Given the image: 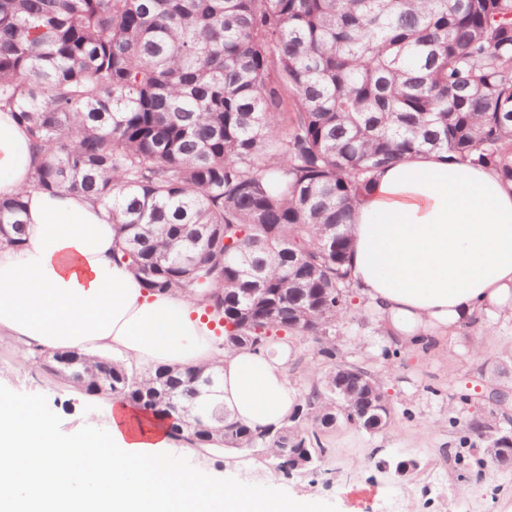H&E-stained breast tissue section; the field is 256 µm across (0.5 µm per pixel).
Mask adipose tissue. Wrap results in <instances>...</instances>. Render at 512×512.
<instances>
[{
	"mask_svg": "<svg viewBox=\"0 0 512 512\" xmlns=\"http://www.w3.org/2000/svg\"><path fill=\"white\" fill-rule=\"evenodd\" d=\"M23 125L0 111V197L25 193L26 245L0 248V338L48 351L119 352L138 369L218 372L216 403L276 428L298 398L287 349H222L195 302L144 290L113 263L112 218L79 194L34 188ZM350 264L383 335L410 349L471 319L512 320V185L430 153L385 168L360 200ZM311 512L309 504L190 475L166 427L113 402L104 430L62 440L0 394V512Z\"/></svg>",
	"mask_w": 512,
	"mask_h": 512,
	"instance_id": "ef3b65f1",
	"label": "adipose tissue"
}]
</instances>
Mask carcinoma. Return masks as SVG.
Listing matches in <instances>:
<instances>
[{
    "label": "carcinoma",
    "instance_id": "cac0c4a2",
    "mask_svg": "<svg viewBox=\"0 0 512 512\" xmlns=\"http://www.w3.org/2000/svg\"><path fill=\"white\" fill-rule=\"evenodd\" d=\"M26 126L33 184L112 214V259L197 302L222 348L304 336L323 369L283 426L198 402L217 372H142L22 347L88 395L167 420L175 441L313 470L339 419L369 433L388 396L336 346L354 310L351 224L375 173L409 155L512 183V0H0V110ZM23 195L0 246L24 247ZM468 431L477 466L512 462V418Z\"/></svg>",
    "mask_w": 512,
    "mask_h": 512
}]
</instances>
